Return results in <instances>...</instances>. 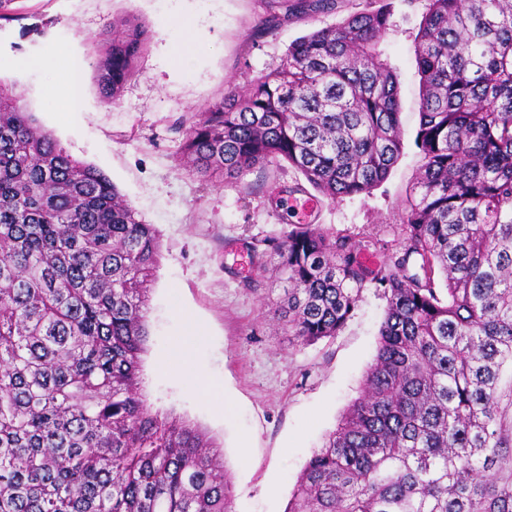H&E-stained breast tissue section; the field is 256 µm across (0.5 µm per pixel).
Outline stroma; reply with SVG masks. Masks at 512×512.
I'll use <instances>...</instances> for the list:
<instances>
[{
	"instance_id": "obj_1",
	"label": "stroma",
	"mask_w": 512,
	"mask_h": 512,
	"mask_svg": "<svg viewBox=\"0 0 512 512\" xmlns=\"http://www.w3.org/2000/svg\"><path fill=\"white\" fill-rule=\"evenodd\" d=\"M386 8L378 43L399 85L404 147L386 181L366 196L320 200L317 225L391 253L400 216L424 163L415 146L420 76L415 44L429 0H336L334 10L274 22L271 0H15L0 20V84L76 159L93 164L161 236L151 284L143 393L153 408L194 423L224 451L236 512H285L313 452L361 393L386 299L372 284L336 336L293 345L267 317L282 286L249 250L288 228L293 168L257 169L237 183L188 170L178 120L231 92L245 93L279 66L289 45ZM146 27V51L114 102L99 91L95 44L112 22ZM199 41L184 44L183 27ZM45 59L54 68L42 67ZM84 65L81 111L59 104L71 61Z\"/></svg>"
}]
</instances>
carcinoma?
Listing matches in <instances>:
<instances>
[{"instance_id": "1", "label": "carcinoma", "mask_w": 512, "mask_h": 512, "mask_svg": "<svg viewBox=\"0 0 512 512\" xmlns=\"http://www.w3.org/2000/svg\"><path fill=\"white\" fill-rule=\"evenodd\" d=\"M283 19L336 0H281ZM357 12L192 116L195 174L286 162L322 197L368 195L403 149L398 82ZM97 83L116 100L147 31L113 22ZM424 154L396 250L312 224L272 244L290 340L336 335L367 283L387 305L361 395L285 512H512V0H429L415 46ZM161 242L97 167L0 92V512H235L215 439L142 393Z\"/></svg>"}]
</instances>
